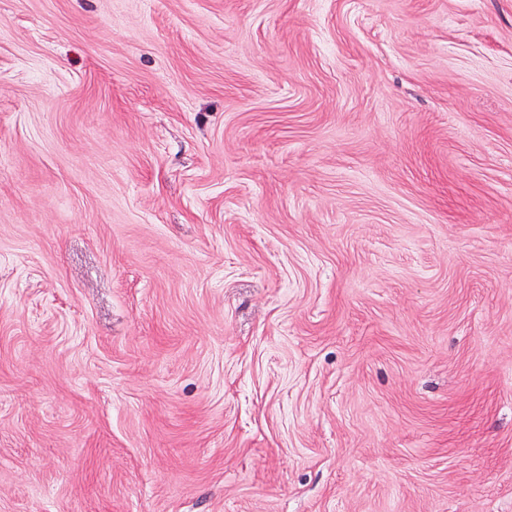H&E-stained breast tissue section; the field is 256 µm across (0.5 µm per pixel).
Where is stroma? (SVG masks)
<instances>
[{
    "instance_id": "obj_1",
    "label": "stroma",
    "mask_w": 512,
    "mask_h": 512,
    "mask_svg": "<svg viewBox=\"0 0 512 512\" xmlns=\"http://www.w3.org/2000/svg\"><path fill=\"white\" fill-rule=\"evenodd\" d=\"M0 512H512V0H0Z\"/></svg>"
}]
</instances>
